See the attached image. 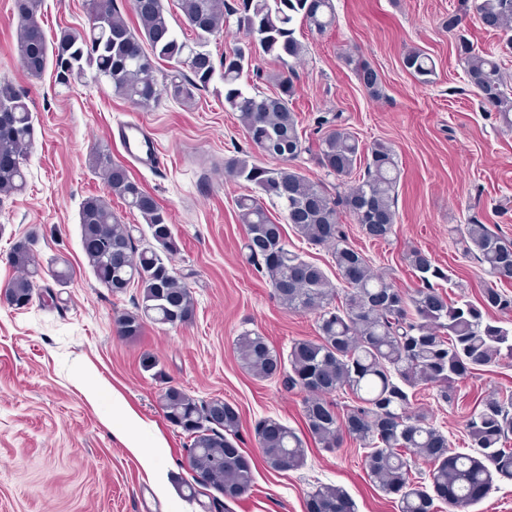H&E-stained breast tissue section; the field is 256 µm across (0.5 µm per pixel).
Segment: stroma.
I'll return each instance as SVG.
<instances>
[{
	"instance_id": "35a3bbf8",
	"label": "stroma",
	"mask_w": 512,
	"mask_h": 512,
	"mask_svg": "<svg viewBox=\"0 0 512 512\" xmlns=\"http://www.w3.org/2000/svg\"><path fill=\"white\" fill-rule=\"evenodd\" d=\"M336 22L324 35L299 25L305 46L295 60L296 93L290 101L302 129L341 113L344 127L362 145L387 143L400 175L397 220L387 241L365 237L348 212H340L351 245L373 268L389 273L403 291L418 285L407 261L415 248L429 253L444 277L441 295L478 300L490 278L465 256L450 230L478 219L512 239V130L503 127L467 84L444 28L460 0H333ZM47 35L88 27L86 0H44ZM462 32L476 49L494 53L512 88V49L503 33L486 30L475 11L462 16ZM13 0H0V81L26 96L33 115V146L24 162L23 192L0 194V289L17 275L8 262L13 244L36 239V255L65 258L74 276L64 285L46 280L32 301L16 307L0 300V512H306L313 487H342L355 512H398L392 497L368 478L365 451L346 438L336 448L308 441L303 467L269 470L254 427L266 418L304 431L308 394L280 380L247 373L235 340L246 331L288 353L293 341L318 334V315L292 313L278 303L268 278L245 258L246 231L235 200L254 194L252 184L227 177L224 161L253 153L236 113L224 107V80L214 73L193 101L168 98L134 107L97 80L94 70L57 84L52 73L26 75L17 51ZM434 62L429 82L403 66L409 50ZM362 58L381 78L371 98L345 55ZM122 121H140L154 132L163 165L129 162L112 132ZM115 161L168 212L180 248L172 266L195 300L192 322L171 327L145 323L140 336L117 335V313L133 310L137 286L112 293L96 279L81 244L80 207L107 196L103 176L89 165L94 148ZM178 387L200 400L221 398L241 415L237 445L255 466L254 483L230 501L212 488L185 497L192 479L183 449L187 437L167 422L159 393ZM457 406H439L436 390L418 387L415 407L432 413L453 450L466 448L470 407L512 393V361L476 372L458 383ZM160 451L168 494L120 438Z\"/></svg>"
}]
</instances>
